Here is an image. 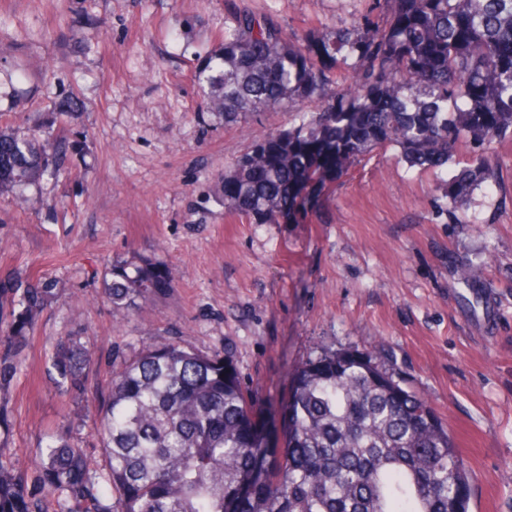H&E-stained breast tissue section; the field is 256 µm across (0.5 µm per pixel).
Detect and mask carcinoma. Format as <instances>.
<instances>
[{
  "instance_id": "1",
  "label": "carcinoma",
  "mask_w": 512,
  "mask_h": 512,
  "mask_svg": "<svg viewBox=\"0 0 512 512\" xmlns=\"http://www.w3.org/2000/svg\"><path fill=\"white\" fill-rule=\"evenodd\" d=\"M324 36L292 39L243 9L198 75L210 108L234 123L296 106L299 122L238 157L224 209L277 224L312 203L347 164L393 146L408 165L440 168L460 145L469 165L448 180L452 209L496 177L491 143L512 139V0H388ZM70 145L0 132V189L61 170ZM112 312L173 287L151 258L103 275ZM56 294L53 281L0 278V433L19 357ZM58 387L79 401L90 359L77 342L52 353ZM105 466L67 432L46 435L31 470L0 448V512H469L468 477L448 429L422 397L372 356L325 351L295 376L284 444L258 418L236 369L176 341L148 346L112 371L98 410ZM54 496V510L40 497Z\"/></svg>"
}]
</instances>
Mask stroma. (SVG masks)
<instances>
[{
  "label": "stroma",
  "mask_w": 512,
  "mask_h": 512,
  "mask_svg": "<svg viewBox=\"0 0 512 512\" xmlns=\"http://www.w3.org/2000/svg\"><path fill=\"white\" fill-rule=\"evenodd\" d=\"M291 36L324 34L373 0H0V130L64 137L66 174L0 192V275L54 280L57 294L22 353L0 447L30 466L48 431L102 451L97 410L113 370L161 340L236 367L282 438L294 377L327 350L373 354L425 397L468 473L469 512H512V140L500 173L447 212L443 169L409 167L393 147L348 164L307 214L252 224L226 214L225 172L297 120L235 124L209 111L198 73L241 9ZM67 116H59V105ZM169 265L174 286L122 317L102 298L121 259ZM480 265L476 287L459 277ZM91 359L83 404L49 377L53 345Z\"/></svg>",
  "instance_id": "1"
}]
</instances>
